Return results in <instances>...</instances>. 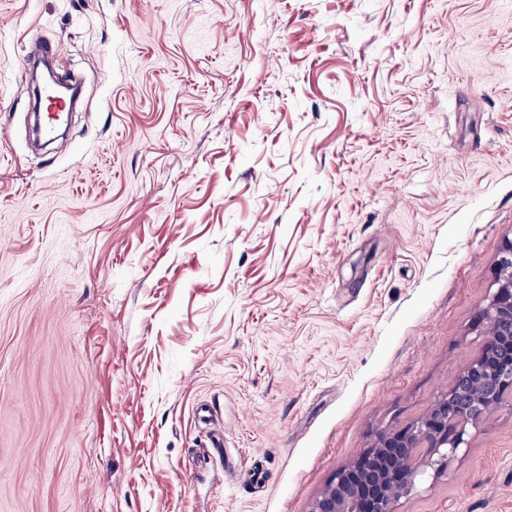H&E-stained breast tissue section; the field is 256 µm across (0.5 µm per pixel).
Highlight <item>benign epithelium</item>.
I'll return each mask as SVG.
<instances>
[{"label":"benign epithelium","mask_w":512,"mask_h":512,"mask_svg":"<svg viewBox=\"0 0 512 512\" xmlns=\"http://www.w3.org/2000/svg\"><path fill=\"white\" fill-rule=\"evenodd\" d=\"M491 283L475 322L481 347L448 391L406 426L378 432L355 461L336 471L309 512H397L414 490L419 460L449 466L479 416L512 406V238L499 248Z\"/></svg>","instance_id":"7a95c632"}]
</instances>
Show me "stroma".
I'll list each match as a JSON object with an SVG mask.
<instances>
[{"mask_svg": "<svg viewBox=\"0 0 512 512\" xmlns=\"http://www.w3.org/2000/svg\"><path fill=\"white\" fill-rule=\"evenodd\" d=\"M35 36L85 80L40 152ZM508 237L512 0H0V512H309ZM467 440L398 512H512V410Z\"/></svg>", "mask_w": 512, "mask_h": 512, "instance_id": "1", "label": "stroma"}]
</instances>
